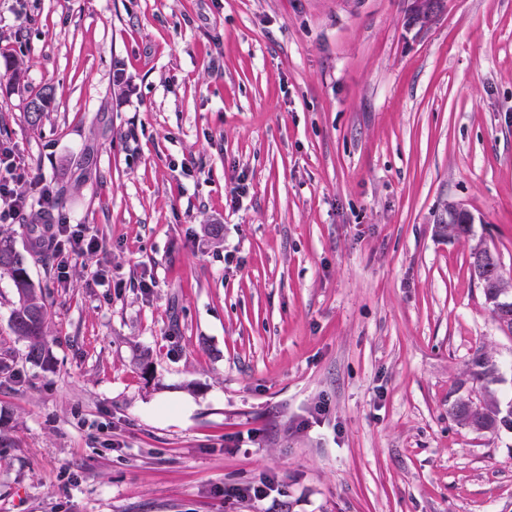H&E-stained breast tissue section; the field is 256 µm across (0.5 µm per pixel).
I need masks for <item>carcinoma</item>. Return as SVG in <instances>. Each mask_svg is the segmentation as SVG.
I'll use <instances>...</instances> for the list:
<instances>
[{"mask_svg":"<svg viewBox=\"0 0 512 512\" xmlns=\"http://www.w3.org/2000/svg\"><path fill=\"white\" fill-rule=\"evenodd\" d=\"M0 273L10 277L18 297L11 316L12 332L18 339L28 343L27 359L43 364L48 360L46 298L29 276L26 257L18 253L8 239H0ZM470 377L481 385L479 408L469 413L466 405L454 403L449 408V415L463 425L474 420L487 430L500 428L497 417L502 407L492 390L499 376L495 373L492 358L484 353H475L470 361Z\"/></svg>","mask_w":512,"mask_h":512,"instance_id":"obj_1","label":"carcinoma"}]
</instances>
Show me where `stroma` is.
I'll use <instances>...</instances> for the list:
<instances>
[{"label":"stroma","instance_id":"obj_1","mask_svg":"<svg viewBox=\"0 0 512 512\" xmlns=\"http://www.w3.org/2000/svg\"><path fill=\"white\" fill-rule=\"evenodd\" d=\"M410 8L0 0V139L101 245L0 222L50 350L0 276V512H512V430L448 413L478 351L512 403L470 266L512 277V0ZM445 3V0H411L412 22L425 26L444 7ZM45 224L48 238L56 245L54 254L56 257L63 252L65 245L70 248L71 252L77 254L96 253L99 250L96 239L93 237L88 239L85 235L86 228L83 227V224ZM0 273L8 274L18 297L11 316L12 332L28 343L27 359L43 364L48 360L46 298L29 276L26 257L8 239H0Z\"/></svg>","mask_w":512,"mask_h":512}]
</instances>
